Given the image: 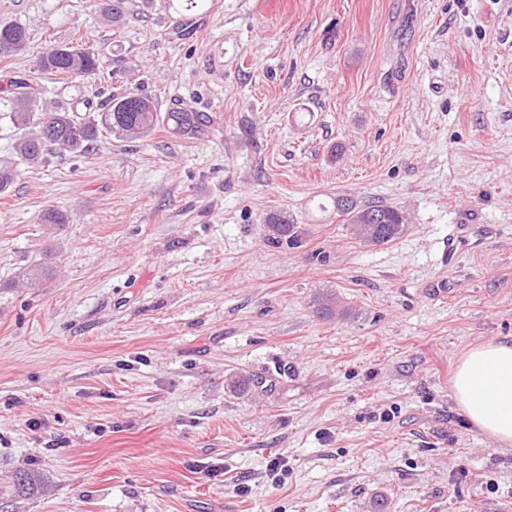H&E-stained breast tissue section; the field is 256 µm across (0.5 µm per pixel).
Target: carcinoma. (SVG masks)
<instances>
[{
    "instance_id": "1",
    "label": "carcinoma",
    "mask_w": 512,
    "mask_h": 512,
    "mask_svg": "<svg viewBox=\"0 0 512 512\" xmlns=\"http://www.w3.org/2000/svg\"><path fill=\"white\" fill-rule=\"evenodd\" d=\"M28 41V30L23 24L0 21V57L24 51ZM37 71L91 81L98 71V56L78 43L51 44L40 53ZM30 81L31 76L18 73L10 76L6 85H0V116L20 131L12 157L0 159V195L12 189L21 166L41 165L50 156L82 154L103 130L127 142L149 136L161 122L175 135L196 137L205 135L211 126L210 116L205 112L187 108L159 112L157 102L137 88L111 95L98 112L79 115L37 98ZM334 205L354 234L360 224L380 225L374 234V246L389 244L404 233V216L393 207L360 206L344 197L336 198ZM265 240L273 246L299 247L303 233L292 220L272 213L265 219Z\"/></svg>"
}]
</instances>
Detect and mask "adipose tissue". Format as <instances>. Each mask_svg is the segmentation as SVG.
<instances>
[{
	"label": "adipose tissue",
	"instance_id": "obj_1",
	"mask_svg": "<svg viewBox=\"0 0 512 512\" xmlns=\"http://www.w3.org/2000/svg\"><path fill=\"white\" fill-rule=\"evenodd\" d=\"M452 396L475 430L502 448L512 447V340H491L459 358Z\"/></svg>",
	"mask_w": 512,
	"mask_h": 512
}]
</instances>
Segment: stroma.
Wrapping results in <instances>:
<instances>
[{
  "label": "stroma",
  "instance_id": "35a3bbf8",
  "mask_svg": "<svg viewBox=\"0 0 512 512\" xmlns=\"http://www.w3.org/2000/svg\"><path fill=\"white\" fill-rule=\"evenodd\" d=\"M103 2L0 0L30 33L0 79L78 35L96 80L37 75L43 99L135 87L213 129L102 137L0 196V512L512 506V447L451 395L468 346L512 337V0ZM341 196L404 233L362 244ZM457 224L488 233L445 266ZM336 213L345 216L353 235L357 238L358 224H381L374 234L371 245L381 246L397 240L405 230V219L402 213L390 206L371 205L359 206L353 199L338 197L336 202ZM265 240L273 246L300 247L303 242L302 229L293 220L280 214H269L264 222Z\"/></svg>",
  "mask_w": 512,
  "mask_h": 512
}]
</instances>
